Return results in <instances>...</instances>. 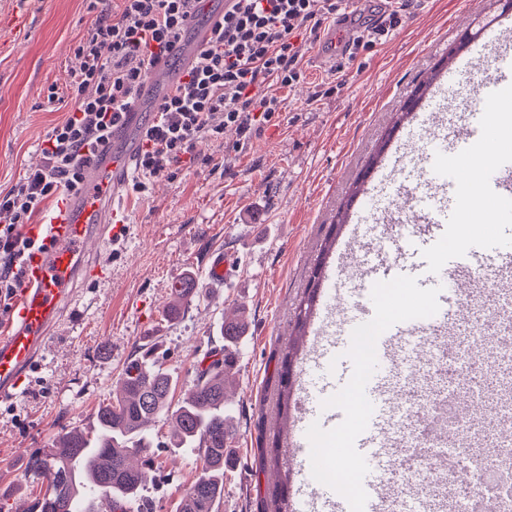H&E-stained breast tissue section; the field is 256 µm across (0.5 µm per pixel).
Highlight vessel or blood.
I'll return each instance as SVG.
<instances>
[{"mask_svg":"<svg viewBox=\"0 0 512 512\" xmlns=\"http://www.w3.org/2000/svg\"><path fill=\"white\" fill-rule=\"evenodd\" d=\"M233 0H223L208 10L207 22L193 25V36L182 44L181 63L158 65L148 77L143 97L177 85L183 68L192 65L200 47L210 36V25L228 11ZM354 37L345 18H338L329 35L328 58L345 56ZM499 61L488 73L484 87L489 96L481 100V109L489 117L497 110L496 88L512 80L505 62L512 58V19L502 18L501 28L480 45ZM144 110L136 106L125 112L112 129V140L102 146L95 161L84 174L81 190L66 194L48 224L42 225L43 241L24 263V285L10 311V319L0 333V399H15L22 391L26 371L35 364L39 352L66 314L79 284L102 278L105 266L91 244L107 245L119 234L117 202L130 178L143 132ZM415 121L430 130L421 155L422 162L440 157L443 163L457 159L460 131L448 127L446 118H433L424 106H417ZM396 169L395 160H381L366 177V197L359 199L351 214L353 223L363 224L372 211L371 196ZM481 190L504 203L512 202V155L500 153L482 168ZM419 186L429 204L427 212L409 216L415 226L420 256L397 261L383 256L367 263L370 289L344 291L341 268L332 269L324 279L322 307L335 311L341 304L350 309L340 326L321 320L313 329L317 347L306 360L303 378L298 384L300 415L289 428L291 456L304 480L298 489L305 512H394L404 505L402 496L392 491L395 467L414 457L416 448H402L393 430L397 420L396 389L403 372L399 368L407 358L410 340L415 336H447L454 353H462L463 342L455 334L460 320L470 319L483 336L512 335V291H495L482 286L475 266L465 262L438 263L435 250L447 247L448 222L459 211V187L445 179L422 177ZM500 245L493 266L499 276L512 280V215L501 214L496 226ZM406 283L416 288L425 306L413 316L390 311L378 300L377 288H392ZM512 381V361L497 375H482L465 386L468 397L478 406H486L502 381ZM356 395L360 414H353L346 398ZM339 439L338 448L327 445ZM356 460L351 490L330 478L336 454ZM412 512H448V496L438 488L415 497Z\"/></svg>","mask_w":512,"mask_h":512,"instance_id":"vessel-or-blood-1","label":"vessel or blood"}]
</instances>
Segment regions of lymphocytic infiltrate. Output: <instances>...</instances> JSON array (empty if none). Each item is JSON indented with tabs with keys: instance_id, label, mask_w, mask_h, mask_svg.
Segmentation results:
<instances>
[{
	"instance_id": "obj_1",
	"label": "lymphocytic infiltrate",
	"mask_w": 512,
	"mask_h": 512,
	"mask_svg": "<svg viewBox=\"0 0 512 512\" xmlns=\"http://www.w3.org/2000/svg\"><path fill=\"white\" fill-rule=\"evenodd\" d=\"M195 2L120 0L117 16L100 14L78 44L80 65L69 78L74 110L44 140L42 166L0 192V296L22 288L23 261L39 246L26 226L50 198L80 188L85 167L134 106L151 70L182 41ZM338 11V0H235L176 90L158 101L142 136L134 191L193 159L200 140L245 141L270 124L282 109L274 88L300 79L316 15Z\"/></svg>"
}]
</instances>
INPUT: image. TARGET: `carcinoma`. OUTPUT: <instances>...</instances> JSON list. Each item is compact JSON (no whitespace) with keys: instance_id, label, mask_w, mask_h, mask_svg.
Returning <instances> with one entry per match:
<instances>
[{"instance_id":"carcinoma-1","label":"carcinoma","mask_w":512,"mask_h":512,"mask_svg":"<svg viewBox=\"0 0 512 512\" xmlns=\"http://www.w3.org/2000/svg\"><path fill=\"white\" fill-rule=\"evenodd\" d=\"M202 297L192 279L179 283L166 311L172 315ZM244 322H224V339L235 345ZM153 348L140 347V356L126 366L120 391L99 405L94 429L73 428L59 433L48 448L27 455L26 472L41 480L28 512H72L89 485L110 512H124L123 499L134 500L150 480L154 464L147 446L148 428L162 415L172 424V445L193 448L201 470L179 503L177 512H219L224 499V468L233 453L227 400L229 355L221 351L195 367L194 385L176 409L171 400L178 379L151 358Z\"/></svg>"}]
</instances>
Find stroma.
<instances>
[{"instance_id": "obj_1", "label": "stroma", "mask_w": 512, "mask_h": 512, "mask_svg": "<svg viewBox=\"0 0 512 512\" xmlns=\"http://www.w3.org/2000/svg\"><path fill=\"white\" fill-rule=\"evenodd\" d=\"M15 0H0V191L41 162L39 146L74 101L69 71L74 50L96 19L86 0H27L29 16L14 28ZM402 23L386 41L328 67L316 58L333 19L322 20L308 45L297 83L278 89L275 123L246 142L229 136L197 145L194 163L151 180L145 193L126 191L127 231L101 253L109 278L78 289L23 394L0 402V488L11 512H22L40 483L26 455L51 444L61 429L90 428L98 405L111 401L135 350L158 342L163 368L179 392L193 367L221 347L224 319L248 316L235 356L226 415L237 458L224 473L221 512H264L282 491L287 455L263 459L285 419L279 418L277 370L308 294L313 261L374 149L387 139L408 92L437 66L450 43V23L489 16L478 0H402ZM60 100L47 101L49 87ZM418 158L404 156L384 205L407 217L420 192ZM235 256L234 278L220 284L208 271L216 253ZM191 277L202 298L170 316L174 284ZM170 424L157 419L149 437L159 468L141 492L148 512H176L200 463L189 448H171Z\"/></svg>"}]
</instances>
